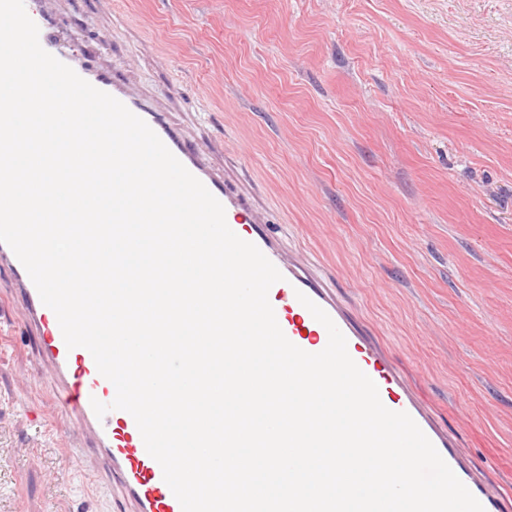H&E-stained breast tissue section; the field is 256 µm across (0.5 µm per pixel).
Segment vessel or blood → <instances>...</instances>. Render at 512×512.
<instances>
[{"label": "vessel or blood", "mask_w": 512, "mask_h": 512, "mask_svg": "<svg viewBox=\"0 0 512 512\" xmlns=\"http://www.w3.org/2000/svg\"><path fill=\"white\" fill-rule=\"evenodd\" d=\"M25 8L39 28L43 49L60 55L57 30L35 7L34 0H25ZM61 57L81 78L109 93L143 119L222 203L230 229L243 240L254 243L278 268L283 279L270 288L268 298L287 339L309 353L322 351L328 343L326 328L297 299L298 294H305L345 335L349 355L377 384L384 406L407 412L413 418L485 512H503L500 493L469 466L455 439L436 426L430 410L387 352L364 338L362 331L355 327L348 306L320 285L306 256L285 251L264 232L268 222L266 211L230 188L227 177L213 164L215 145L189 144L182 130L168 119V107L143 90L114 78L110 68L92 73L85 67L83 57L72 54ZM0 264L13 270L23 296L22 304L14 311L15 319L39 336L41 366L53 384V396L64 411L67 425L85 437L98 470L121 488L134 512H182L179 501L163 479L160 464L148 454L133 416L124 410L109 411L101 418L95 415L92 400L112 402L116 395L114 385L99 373L87 349L67 348L55 313L42 303L24 266L3 243H0Z\"/></svg>", "instance_id": "1"}]
</instances>
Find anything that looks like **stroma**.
Masks as SVG:
<instances>
[{
	"mask_svg": "<svg viewBox=\"0 0 512 512\" xmlns=\"http://www.w3.org/2000/svg\"><path fill=\"white\" fill-rule=\"evenodd\" d=\"M61 43L172 99L512 497V0H50ZM0 267V512H130L87 484ZM30 380L27 391L17 382Z\"/></svg>",
	"mask_w": 512,
	"mask_h": 512,
	"instance_id": "35a3bbf8",
	"label": "stroma"
}]
</instances>
